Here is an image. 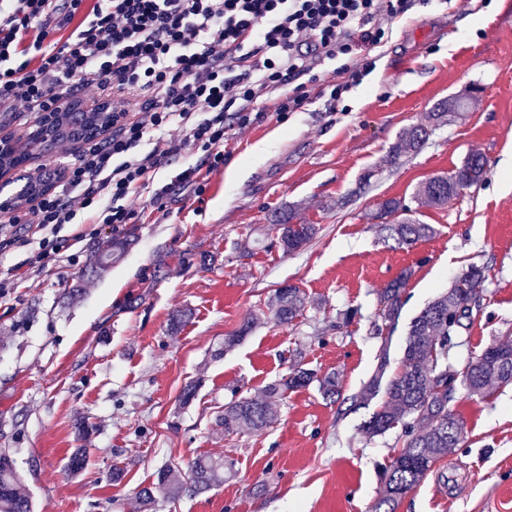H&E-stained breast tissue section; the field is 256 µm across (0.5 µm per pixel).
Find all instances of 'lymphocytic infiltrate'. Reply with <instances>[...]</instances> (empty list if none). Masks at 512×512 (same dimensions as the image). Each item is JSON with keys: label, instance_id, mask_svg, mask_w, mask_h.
<instances>
[{"label": "lymphocytic infiltrate", "instance_id": "1", "mask_svg": "<svg viewBox=\"0 0 512 512\" xmlns=\"http://www.w3.org/2000/svg\"><path fill=\"white\" fill-rule=\"evenodd\" d=\"M415 0H9L0 9V113L52 112L87 75L112 105V131L85 144L61 172L62 189L25 214L41 269L65 240L122 230L127 201L161 205L168 186L155 178L168 159L203 153L224 164L230 125L249 127L260 103L284 85L278 113L296 111L300 79L326 63L362 57ZM204 169V170H207ZM203 169L176 176L201 186ZM71 235H64V228Z\"/></svg>", "mask_w": 512, "mask_h": 512}]
</instances>
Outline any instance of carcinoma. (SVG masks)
Wrapping results in <instances>:
<instances>
[{
    "instance_id": "obj_1",
    "label": "carcinoma",
    "mask_w": 512,
    "mask_h": 512,
    "mask_svg": "<svg viewBox=\"0 0 512 512\" xmlns=\"http://www.w3.org/2000/svg\"><path fill=\"white\" fill-rule=\"evenodd\" d=\"M112 125L110 112H58L53 122L37 129V143L49 153L62 143L87 140L98 136ZM431 130L416 126L396 145L394 155L420 149L429 139ZM29 158L0 150V170L10 171L23 166ZM487 174L482 156L472 155L451 173L430 179L417 192L423 206H444L460 190L481 184ZM50 184L38 177H27L25 184L13 196L17 208L42 195ZM397 217L383 225L386 238L399 248H409L432 233L410 207L400 199H387L379 207V217ZM278 243L283 251L301 250L315 239L319 226L301 220L292 209H283L271 217ZM409 274L401 272L379 293L381 322L374 323V334L380 335L384 326L398 320L402 289ZM487 280L484 266L472 265L453 282L448 291L430 302L411 322L399 367L389 372L390 357L382 348L376 372L365 383L359 404L367 406L378 397L383 401L362 423V431L370 436H383L398 429L401 448L383 475L380 496L370 512H395L399 499L418 485L436 461L448 456L453 448L464 442L463 421L453 409L458 389L472 397H484L495 387L512 384V343H492L481 355L463 365L457 364L451 351L458 345L462 332L467 330L482 311L481 292ZM311 302L300 289L285 284L268 299L266 308L275 322L291 325ZM317 383L323 398L334 402L341 393L333 376L296 367L266 389V398L243 397L224 405V434L232 435L243 428L261 431L277 418L275 402L287 389L307 387ZM87 464V449L72 450L68 468L78 474ZM190 485L184 486L167 466L158 471L155 481L134 492V512H151L156 494L178 497L189 489L204 492L224 482V461L199 457L190 465ZM0 512H33V503L10 455L0 453Z\"/></svg>"
}]
</instances>
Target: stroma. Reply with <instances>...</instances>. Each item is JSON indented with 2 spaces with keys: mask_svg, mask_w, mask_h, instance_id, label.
I'll return each mask as SVG.
<instances>
[{
  "mask_svg": "<svg viewBox=\"0 0 512 512\" xmlns=\"http://www.w3.org/2000/svg\"><path fill=\"white\" fill-rule=\"evenodd\" d=\"M371 55L374 70L344 94L343 110L313 94L286 116L270 111L229 130L224 164L200 190L172 179L203 164L202 154L172 157L159 174L173 185L163 208L134 200V223L118 233L99 225L0 298V452L14 459L35 512H132L133 491L161 467L185 480L200 456L224 458L231 476L157 512H365L399 449L395 433L367 437L365 410L339 414L311 386L287 392L263 431L228 437L217 423L225 402L263 397L295 365L335 375L344 397L358 395L382 344L399 360L412 319L473 264L487 269L482 311L453 359L512 341V0H417ZM466 90L475 106L434 123L439 104ZM417 125L431 127L428 141L387 165ZM258 145L267 153L255 156ZM473 153L488 163L485 181L421 209L433 232L412 247L386 240L381 202L411 200ZM285 206L320 227L292 254L270 223ZM115 236L129 243L124 256L96 269L102 242ZM405 269L400 317L389 337L373 335L377 294ZM284 284L315 303L288 327L260 315ZM178 309L190 317L173 330ZM254 314L252 332L225 348ZM192 382L197 398L180 405ZM456 408L463 446L396 512H512V385L483 399L458 395ZM79 418L92 432L88 465L74 476L67 460Z\"/></svg>",
  "mask_w": 512,
  "mask_h": 512,
  "instance_id": "1",
  "label": "stroma"
}]
</instances>
